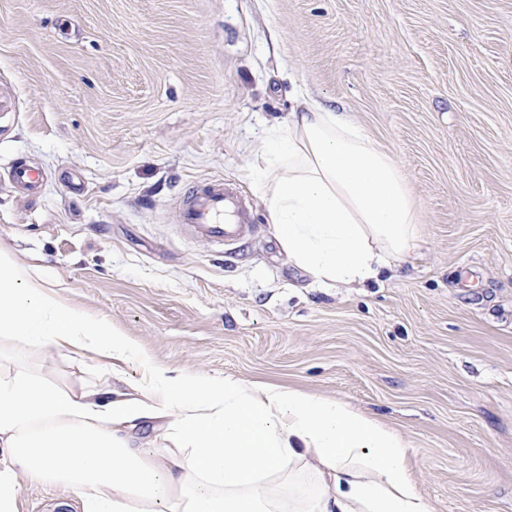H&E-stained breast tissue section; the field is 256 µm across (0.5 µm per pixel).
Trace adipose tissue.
<instances>
[{"label":"adipose tissue","mask_w":512,"mask_h":512,"mask_svg":"<svg viewBox=\"0 0 512 512\" xmlns=\"http://www.w3.org/2000/svg\"><path fill=\"white\" fill-rule=\"evenodd\" d=\"M278 138L255 147L262 202L293 263L320 283L377 278L422 244L396 160L348 115L296 93ZM146 362L102 319L66 305L0 252V342ZM163 418L154 447L128 434ZM411 443L376 417L288 386L153 368L131 392L53 384L0 370V512L22 483L56 484L83 512H433L416 489Z\"/></svg>","instance_id":"adipose-tissue-1"}]
</instances>
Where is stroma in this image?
<instances>
[{
    "label": "stroma",
    "instance_id": "stroma-1",
    "mask_svg": "<svg viewBox=\"0 0 512 512\" xmlns=\"http://www.w3.org/2000/svg\"><path fill=\"white\" fill-rule=\"evenodd\" d=\"M399 164L424 245L362 284L294 265L253 144L296 90ZM0 251L171 375L293 385L413 446L435 512H512V0H0ZM42 175L32 191L10 172ZM221 178L251 233L176 224ZM64 385L141 384L139 363L50 351ZM21 512H81L55 484Z\"/></svg>",
    "mask_w": 512,
    "mask_h": 512
}]
</instances>
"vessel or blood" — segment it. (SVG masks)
<instances>
[{
    "label": "vessel or blood",
    "instance_id": "1",
    "mask_svg": "<svg viewBox=\"0 0 512 512\" xmlns=\"http://www.w3.org/2000/svg\"><path fill=\"white\" fill-rule=\"evenodd\" d=\"M178 222L193 235L232 245L250 232V209L237 188L221 179L200 181L191 188Z\"/></svg>",
    "mask_w": 512,
    "mask_h": 512
}]
</instances>
